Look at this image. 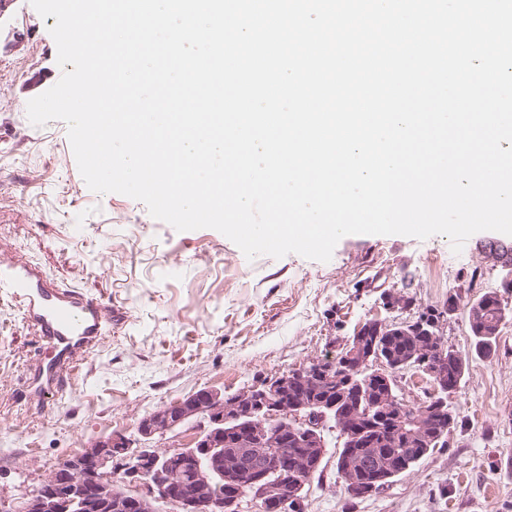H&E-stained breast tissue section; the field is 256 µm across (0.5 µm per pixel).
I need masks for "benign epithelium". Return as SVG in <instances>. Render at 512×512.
<instances>
[{
    "instance_id": "1",
    "label": "benign epithelium",
    "mask_w": 512,
    "mask_h": 512,
    "mask_svg": "<svg viewBox=\"0 0 512 512\" xmlns=\"http://www.w3.org/2000/svg\"><path fill=\"white\" fill-rule=\"evenodd\" d=\"M489 255L512 276V248L493 242ZM445 316L447 312H438L431 324L410 318L368 321L357 330L355 346L336 357L329 376L291 369L234 393L194 392L173 407L142 417L137 439L114 432L70 456L45 474L21 506L3 505L0 512H239L243 486L250 488L253 512H279L290 502L296 506L305 497L306 477L323 461L329 422L338 421L346 444L374 448L370 416L386 423L396 417V394L409 361L386 359L381 348L367 343V335L393 330L420 338L416 354L433 390L428 400H416L418 418L408 437L425 444L430 423H452L448 395L456 387L448 383V361L432 358L444 341ZM317 379L338 383L346 402L341 414L336 405L318 403L305 393ZM188 421L196 429L191 442L177 448L152 445ZM226 446L266 459L271 471L225 462ZM402 472L401 464L388 457L372 478L352 477L347 492L357 499L376 495ZM118 481L123 492L116 497ZM215 483L224 486V493H213Z\"/></svg>"
}]
</instances>
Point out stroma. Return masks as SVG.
I'll return each instance as SVG.
<instances>
[{"mask_svg":"<svg viewBox=\"0 0 512 512\" xmlns=\"http://www.w3.org/2000/svg\"><path fill=\"white\" fill-rule=\"evenodd\" d=\"M55 23L30 0L0 12V253L88 291L116 317L63 395L43 401L32 369L39 339L0 302V499L30 496L71 455L115 432L135 436L143 416L192 392H235L334 354V341L386 318L384 292L409 298L413 317L448 309L445 343L457 350L471 343L465 303L493 289L512 306L503 267L484 252L493 241L512 246L502 233H476L458 254L441 234H353L327 262L250 260L214 229L179 232L140 201L91 191L67 124L27 116L28 101L63 74ZM451 405L461 424L448 447L362 500L346 494L329 441L306 512H512V314L496 353L470 356Z\"/></svg>","mask_w":512,"mask_h":512,"instance_id":"obj_1","label":"stroma"}]
</instances>
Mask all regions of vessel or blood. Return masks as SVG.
Instances as JSON below:
<instances>
[{"label": "vessel or blood", "instance_id": "vessel-or-blood-1", "mask_svg": "<svg viewBox=\"0 0 512 512\" xmlns=\"http://www.w3.org/2000/svg\"><path fill=\"white\" fill-rule=\"evenodd\" d=\"M10 298L51 356L36 373L41 393L59 396L76 367L97 350L104 335V306L85 292L47 288L20 260H0V299Z\"/></svg>", "mask_w": 512, "mask_h": 512}]
</instances>
